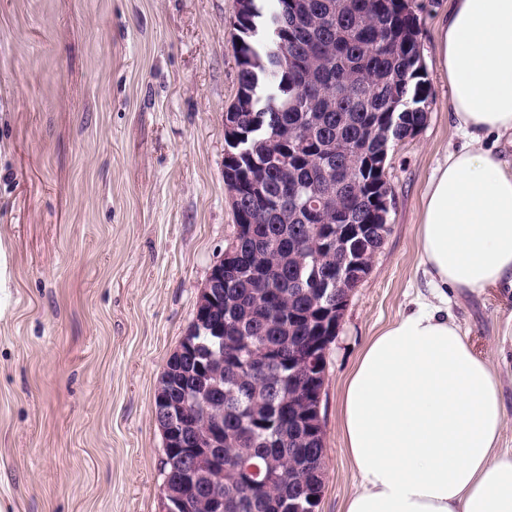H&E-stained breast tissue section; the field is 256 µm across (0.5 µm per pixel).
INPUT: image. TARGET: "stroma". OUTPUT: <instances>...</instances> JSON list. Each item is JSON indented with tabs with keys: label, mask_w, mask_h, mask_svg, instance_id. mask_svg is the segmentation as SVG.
<instances>
[{
	"label": "stroma",
	"mask_w": 512,
	"mask_h": 512,
	"mask_svg": "<svg viewBox=\"0 0 512 512\" xmlns=\"http://www.w3.org/2000/svg\"><path fill=\"white\" fill-rule=\"evenodd\" d=\"M419 12L428 119L386 162L391 231L327 354L318 512L355 487L339 391L425 289L427 184L460 146L435 63L449 0ZM236 0H0V507L161 512L158 382L235 240L224 114ZM512 410V286L453 298Z\"/></svg>",
	"instance_id": "stroma-1"
}]
</instances>
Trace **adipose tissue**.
Instances as JSON below:
<instances>
[{
	"mask_svg": "<svg viewBox=\"0 0 512 512\" xmlns=\"http://www.w3.org/2000/svg\"><path fill=\"white\" fill-rule=\"evenodd\" d=\"M466 140L430 179L417 228L427 290L370 337L345 377L339 429L357 475L344 512H512L501 382L449 314L450 294L512 285V0H451L437 41Z\"/></svg>",
	"mask_w": 512,
	"mask_h": 512,
	"instance_id": "ef3b65f1",
	"label": "adipose tissue"
}]
</instances>
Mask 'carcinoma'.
<instances>
[{
  "mask_svg": "<svg viewBox=\"0 0 512 512\" xmlns=\"http://www.w3.org/2000/svg\"><path fill=\"white\" fill-rule=\"evenodd\" d=\"M250 0L238 14L233 51L240 145L224 184L240 203L237 258L224 270L215 310L192 335L190 357L172 355L163 377L196 423L199 447L209 411L224 416V447L208 452L224 479L222 512H304L314 475L325 488V430L310 438L294 419L307 382L297 357L317 341L341 296L330 279L358 287L389 230L387 190L374 160L426 118L428 88L417 6L409 0ZM288 52V63L280 52ZM315 192L327 196L318 213ZM359 248L364 267L345 255ZM264 475L249 484L244 467ZM187 512H213L211 480L188 495Z\"/></svg>",
  "mask_w": 512,
  "mask_h": 512,
  "instance_id": "1",
  "label": "carcinoma"
}]
</instances>
